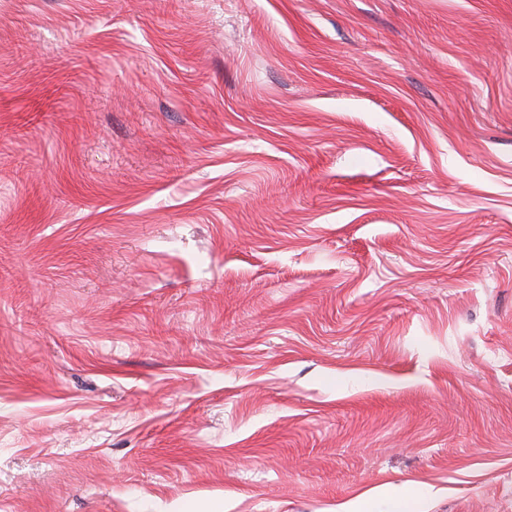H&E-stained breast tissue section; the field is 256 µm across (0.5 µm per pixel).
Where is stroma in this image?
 Instances as JSON below:
<instances>
[{
	"label": "stroma",
	"mask_w": 512,
	"mask_h": 512,
	"mask_svg": "<svg viewBox=\"0 0 512 512\" xmlns=\"http://www.w3.org/2000/svg\"><path fill=\"white\" fill-rule=\"evenodd\" d=\"M512 512V0H0V512Z\"/></svg>",
	"instance_id": "stroma-1"
}]
</instances>
